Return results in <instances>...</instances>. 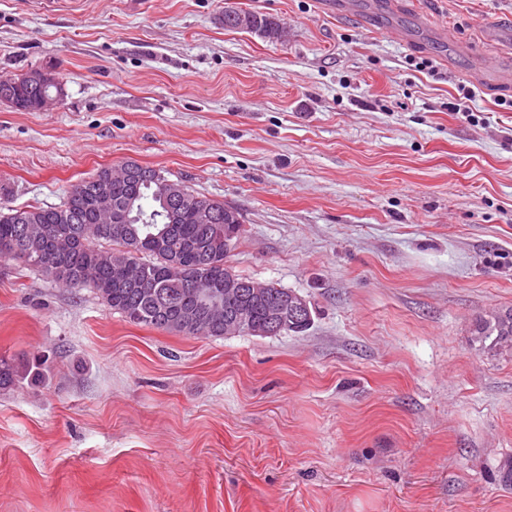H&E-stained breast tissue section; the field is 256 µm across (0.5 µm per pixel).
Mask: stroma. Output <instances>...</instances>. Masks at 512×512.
Listing matches in <instances>:
<instances>
[{"label":"stroma","instance_id":"1","mask_svg":"<svg viewBox=\"0 0 512 512\" xmlns=\"http://www.w3.org/2000/svg\"><path fill=\"white\" fill-rule=\"evenodd\" d=\"M354 3L0 0V79L64 82L45 112L0 102L9 206L152 167L237 209L229 266L314 318L178 336L0 259V355L44 358L0 390V512H512V354L472 336L512 307V0ZM240 14L248 15L251 17L250 24L247 26L244 25L248 18L244 16H240ZM239 18V23L238 19ZM224 28L227 30H235V31H243L255 33L264 38H268L269 40L278 39V31L280 29V25L270 17H267L263 14L254 13L251 11H246L242 9H230L229 7H225L224 9Z\"/></svg>","mask_w":512,"mask_h":512}]
</instances>
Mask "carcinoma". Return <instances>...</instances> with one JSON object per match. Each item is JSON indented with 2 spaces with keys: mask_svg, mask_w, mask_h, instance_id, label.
Returning a JSON list of instances; mask_svg holds the SVG:
<instances>
[{
  "mask_svg": "<svg viewBox=\"0 0 512 512\" xmlns=\"http://www.w3.org/2000/svg\"><path fill=\"white\" fill-rule=\"evenodd\" d=\"M251 17L241 26L239 15ZM224 28L278 38L280 25L263 14L224 9ZM31 71L0 83V98L18 111L38 110L57 86ZM122 167L141 172V178L117 182L114 169L100 168L83 181V190L58 206L14 209L0 203V248L4 256L23 262L67 288H89L108 309L136 325L181 336H224V293L217 286L229 272L226 258L241 234L237 210L187 191L179 203L155 198L149 178L161 171L126 161ZM111 180L112 208L127 215L119 224H102L96 214L98 184ZM205 205L222 215L220 224H201L197 209ZM268 299L249 301L243 308L246 324L240 332L262 326L268 302L284 289L266 283ZM472 335L501 354L512 351V308L479 317ZM15 360L0 355V389L14 385Z\"/></svg>",
  "mask_w": 512,
  "mask_h": 512,
  "instance_id": "cac0c4a2",
  "label": "carcinoma"
}]
</instances>
